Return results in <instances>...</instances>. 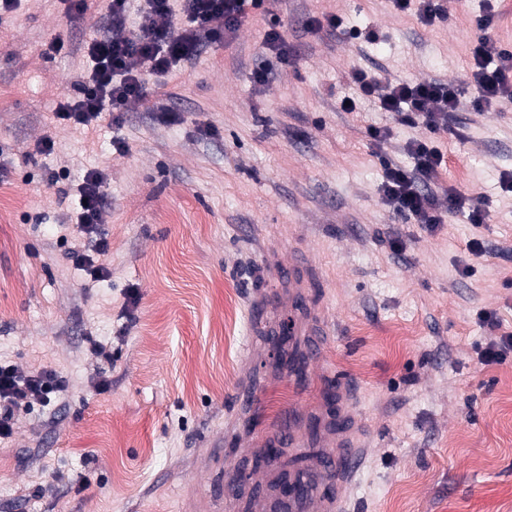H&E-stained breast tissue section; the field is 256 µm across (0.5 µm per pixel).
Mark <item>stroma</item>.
<instances>
[{
	"label": "stroma",
	"instance_id": "35a3bbf8",
	"mask_svg": "<svg viewBox=\"0 0 512 512\" xmlns=\"http://www.w3.org/2000/svg\"><path fill=\"white\" fill-rule=\"evenodd\" d=\"M483 4L445 0L448 22L424 26L390 0H277L294 61L269 82L252 78L266 29L256 13L160 89L181 123L134 101L89 138L53 112L109 0L80 16L60 0L0 14V361L69 381L0 442V512H284L278 472L318 451L312 425L339 386L353 389L367 449L350 512H512V354L480 360L512 333V109L468 105ZM316 11L377 40L303 31ZM56 39L66 52L47 54ZM354 67L459 89L433 189L443 208L449 192L471 198L486 223L459 214L431 233L383 204L384 162L412 167L405 146L425 131L366 100L361 116L341 111ZM370 125L391 127L383 147ZM90 169L105 176L111 245L95 283L65 257L87 243L72 217ZM473 239L483 254L468 251ZM292 268L330 361L300 381L272 365L268 334L288 311ZM291 407L303 414L297 448L282 422ZM274 443L287 448L278 468L255 465Z\"/></svg>",
	"mask_w": 512,
	"mask_h": 512
}]
</instances>
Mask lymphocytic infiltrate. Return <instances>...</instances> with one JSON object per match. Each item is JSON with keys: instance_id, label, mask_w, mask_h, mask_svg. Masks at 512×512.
Listing matches in <instances>:
<instances>
[{"instance_id": "1", "label": "lymphocytic infiltrate", "mask_w": 512, "mask_h": 512, "mask_svg": "<svg viewBox=\"0 0 512 512\" xmlns=\"http://www.w3.org/2000/svg\"><path fill=\"white\" fill-rule=\"evenodd\" d=\"M276 0H111L109 9L112 34L92 39L85 53L88 69L75 84L76 93L59 103L53 117L64 126L95 128L102 112H123L128 102L147 101L151 87L165 85L183 64L199 56L204 48L217 42L232 43L250 13L269 16L263 48L279 64L290 56L288 40L275 15ZM139 21L127 31L130 12ZM499 16L494 0H487L485 11L476 19L482 35L471 48L469 70L474 95L471 108L486 112L512 105V48L488 37ZM349 81L360 97L373 101L378 111L392 114L398 124L423 127L427 135L406 144L414 159L413 168L386 164L379 187L383 203L403 217L433 232L443 224L445 215L466 213L473 224L485 223L487 215L467 197L448 194L447 210H440L431 187L446 164L444 153L434 138L448 129L451 113L461 108L460 93L451 83L427 78L420 81L393 80L378 72L351 69ZM104 175L87 171L79 187L82 205L76 216L81 233L93 236L91 249H71L67 257L83 267L91 281L109 274L105 263L110 243L97 233L106 205L102 191ZM68 380L47 369L22 371L18 366L0 362V440L9 439L18 416L29 413L34 405H48L52 397L66 391Z\"/></svg>"}]
</instances>
